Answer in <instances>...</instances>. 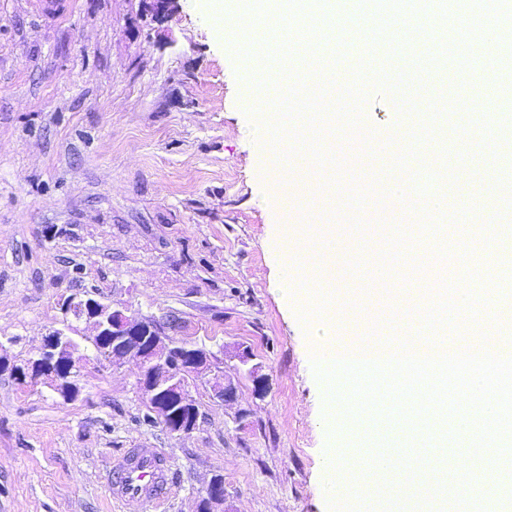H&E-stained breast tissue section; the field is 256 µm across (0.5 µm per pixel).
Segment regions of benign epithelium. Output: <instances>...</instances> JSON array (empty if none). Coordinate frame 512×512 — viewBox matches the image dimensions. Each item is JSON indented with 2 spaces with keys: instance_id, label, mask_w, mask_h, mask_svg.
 I'll return each mask as SVG.
<instances>
[{
  "instance_id": "obj_1",
  "label": "benign epithelium",
  "mask_w": 512,
  "mask_h": 512,
  "mask_svg": "<svg viewBox=\"0 0 512 512\" xmlns=\"http://www.w3.org/2000/svg\"><path fill=\"white\" fill-rule=\"evenodd\" d=\"M143 10L157 22L166 21L175 11L177 0H140ZM66 315L93 322L94 335L88 337L99 356L117 366L134 358L139 362V386L147 396L153 419L170 433L189 434L197 426L199 409L185 376H204L209 369L208 353L197 347H169L153 322L126 316L102 303L95 294L84 291L67 297L61 305ZM78 344L64 329L44 339L26 367L15 368L19 378L49 380L64 398L77 394L72 381L79 358ZM224 479L215 476L200 498L196 512H215L213 506L224 503Z\"/></svg>"
}]
</instances>
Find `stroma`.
<instances>
[{"mask_svg":"<svg viewBox=\"0 0 512 512\" xmlns=\"http://www.w3.org/2000/svg\"><path fill=\"white\" fill-rule=\"evenodd\" d=\"M421 7L446 23L444 39L410 27L407 11ZM395 8L387 17L367 0H337L335 14L362 15L381 30L375 40L290 0L278 31L302 51L315 26V51L339 85L359 68L370 76L444 62L434 77L411 82L418 116L400 113L398 94L370 86L359 133L324 135L323 148L348 163L335 187L329 163L278 179L286 146L246 114L277 92L243 79L219 33L218 0H178L161 25L140 0H0V512H121L109 479L134 448L164 449L172 478L166 504L143 512H195L216 475L229 512H351L331 459L341 447L404 453L426 470L428 495L406 492L401 472L369 487L381 512H484L463 488L475 430H459L454 416L434 420L451 470L418 447L419 427L404 417L361 413L339 436L311 363L323 344L407 338L434 309L412 279L417 268L437 272L428 244L412 235L426 221L421 204L390 197L383 172L445 198L456 217L447 260L496 247L473 235L476 225L512 229L504 191L512 155L501 137L512 128V92L498 82L512 53L469 37L454 0H397ZM286 193L294 199L287 211L279 204ZM289 224L302 227L306 252L296 258ZM350 224L356 237L344 234ZM379 224L400 233L383 239ZM335 234L363 281L372 275L366 254L387 250L390 291L362 287L331 305L308 302L300 287L319 284ZM292 261L302 281L288 280ZM92 289L153 321L173 345L205 349L212 371L236 383L235 400L213 398L191 376L197 429L179 435L144 424L137 360L114 367L97 358L83 322L74 325V399L43 379L18 380L15 368L60 328L62 300ZM252 366L266 379L264 393L254 389Z\"/></svg>","mask_w":512,"mask_h":512,"instance_id":"1","label":"stroma"}]
</instances>
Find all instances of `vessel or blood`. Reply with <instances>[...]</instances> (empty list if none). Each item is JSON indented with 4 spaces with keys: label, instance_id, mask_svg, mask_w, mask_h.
Masks as SVG:
<instances>
[{
    "label": "vessel or blood",
    "instance_id": "vessel-or-blood-1",
    "mask_svg": "<svg viewBox=\"0 0 512 512\" xmlns=\"http://www.w3.org/2000/svg\"><path fill=\"white\" fill-rule=\"evenodd\" d=\"M170 483L167 455L161 448H136L111 479L122 512H143L146 503L161 504Z\"/></svg>",
    "mask_w": 512,
    "mask_h": 512
}]
</instances>
